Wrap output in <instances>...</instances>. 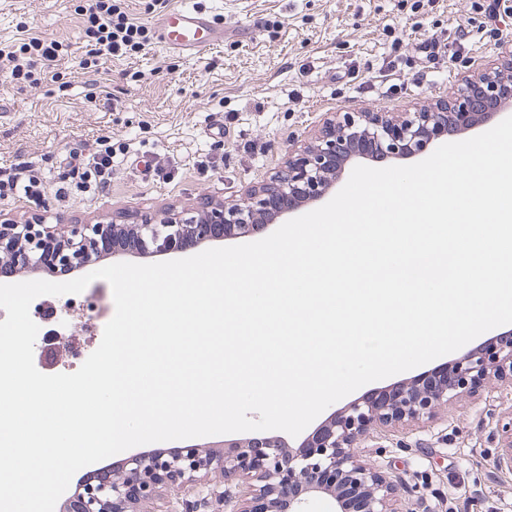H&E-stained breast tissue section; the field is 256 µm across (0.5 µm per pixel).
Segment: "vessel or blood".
<instances>
[{
  "label": "vessel or blood",
  "instance_id": "1",
  "mask_svg": "<svg viewBox=\"0 0 512 512\" xmlns=\"http://www.w3.org/2000/svg\"><path fill=\"white\" fill-rule=\"evenodd\" d=\"M223 40V27L191 0H185L181 8L160 15L157 41L166 48L198 55Z\"/></svg>",
  "mask_w": 512,
  "mask_h": 512
}]
</instances>
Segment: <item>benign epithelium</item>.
Here are the masks:
<instances>
[{"instance_id":"1","label":"benign epithelium","mask_w":512,"mask_h":512,"mask_svg":"<svg viewBox=\"0 0 512 512\" xmlns=\"http://www.w3.org/2000/svg\"><path fill=\"white\" fill-rule=\"evenodd\" d=\"M512 107V49L499 65L466 80L448 96L393 119L385 112H341L326 119L314 142L288 157L269 180L252 185L234 203L206 200L192 210L163 218L137 212L119 224H68L61 229L37 219L24 224L0 220V261L20 269L43 267L52 252L58 273L84 270L100 259L96 243L112 240V257L184 253L205 242L227 240L266 229L301 208L323 200L346 169L370 160L422 157L445 138L467 133ZM444 380L411 382L372 401L356 400L294 449L277 437L224 443V453L196 444L174 455L134 452L121 474L85 481L71 512H130L151 503L159 489H188L200 473L218 471L224 482L210 484L186 512H309L314 499L325 512H396L399 493L390 472L360 459L358 448L381 426L431 417L435 408L468 393L490 376L512 377V330L495 345L463 353L446 366ZM496 465L512 470V428L506 431ZM250 476L262 482L251 506L231 508L226 483Z\"/></svg>"}]
</instances>
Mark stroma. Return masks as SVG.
Wrapping results in <instances>:
<instances>
[{
	"instance_id": "1",
	"label": "stroma",
	"mask_w": 512,
	"mask_h": 512,
	"mask_svg": "<svg viewBox=\"0 0 512 512\" xmlns=\"http://www.w3.org/2000/svg\"><path fill=\"white\" fill-rule=\"evenodd\" d=\"M228 36L199 57L150 42L79 66V0H0V177H44L39 202L0 200L16 223L94 224L137 211L232 201L269 180L289 148L336 112H411L500 60L512 0H194ZM58 42L35 82L10 79L9 51ZM122 152L105 191L79 186L67 156ZM54 334L95 350L107 323L53 297ZM512 421V382L490 379L432 419L378 429L362 455L400 484L401 512H512V472L494 459Z\"/></svg>"
}]
</instances>
